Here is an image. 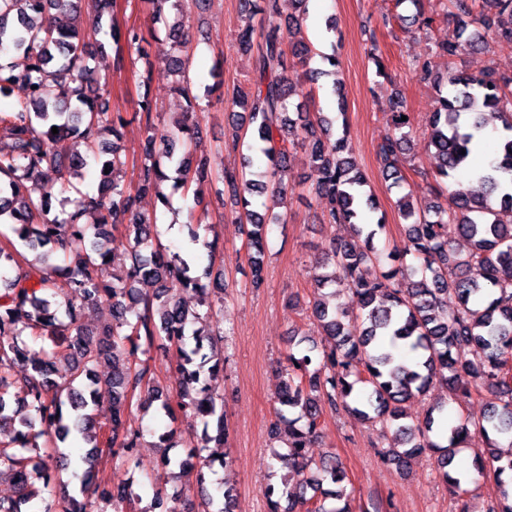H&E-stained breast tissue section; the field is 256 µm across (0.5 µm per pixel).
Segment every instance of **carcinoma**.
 <instances>
[{
	"label": "carcinoma",
	"mask_w": 512,
	"mask_h": 512,
	"mask_svg": "<svg viewBox=\"0 0 512 512\" xmlns=\"http://www.w3.org/2000/svg\"><path fill=\"white\" fill-rule=\"evenodd\" d=\"M83 0H0V94L20 85L24 97L0 108V467H5L17 486V494L0 498V512H29L39 495L35 481L51 486L52 472L69 465L59 448L41 452L38 439L51 435L64 444L78 436L90 446L80 457L83 483H95L100 496L112 503V512H124L134 496L131 486L100 487L99 449L112 447V455L135 460L142 432L129 423L132 401L140 407L154 405L168 413L171 401L155 384L149 366L136 363L135 354L150 350L158 341L179 351L178 373L182 381L179 406L201 419L197 445L187 458L165 454L162 468L172 472H196V482H206V470L225 466L229 453L216 460L203 456L210 444L227 442L224 400L210 381L224 370L219 344L224 341L214 318L212 296L224 293V283L210 287L209 269L194 272L190 251L166 252L158 240L157 217L142 213L138 199L151 193L164 206L170 196L162 191L169 181L174 191H194L210 180L222 185L218 194L231 200L246 237L252 284L263 280L267 223L254 209V197L265 196L263 206L273 212L287 205L296 182L290 175L292 151L304 150L308 164L319 172L311 192L331 224L350 228L362 238L356 247L347 241L330 247L327 271L317 276L319 294L311 302L325 345L299 348L288 355V380L279 393L281 408L269 427V437L285 444L271 449V458L287 469L277 485L264 490L268 512H350L349 503L327 507L326 498L314 493L326 482L340 483L345 470L336 457L318 463L308 456L311 439L319 434L324 409H344L356 419L395 428L393 443L379 451L382 459L410 471L411 460L429 448L439 454L443 479L457 493L456 512H469L462 498L464 479L446 468L475 431L488 447L496 446L494 433L509 439L512 447V77H498L488 70L467 73L456 66L466 53L484 52L488 38L512 42V0H448V15L457 24L455 38L437 45L435 55L448 60L446 83L434 77V64L425 59L416 65L420 79L436 89V108L429 114V143L438 159L436 180L455 178L465 171L477 187L456 189L445 207L416 205L411 194L397 200L399 216L409 222L402 251L390 256L392 264L378 275L371 269L380 254L374 244L377 230L367 229V213L377 210L371 194L364 192L365 174L353 157L350 133L333 137L336 119L320 112L299 127L288 116L292 99L310 98L302 79L317 80L320 71L309 68L321 58L338 66L336 55L321 53L312 43L286 50L280 36V20L287 16L303 21L309 0H239L247 20L238 49L253 57L247 87L237 92L236 105L248 113L236 125L229 148L241 142L256 147L267 160L258 175L246 168H224L216 173L208 159L197 154L199 127L189 114L200 109L212 87L199 94L188 75L190 54L182 40L178 19L167 25L172 50L175 90L185 102L183 118L169 129L156 127L153 105L143 94L133 113L145 129L137 166L136 186L125 183L128 155L122 129L129 123L103 99L102 78L89 66L95 52L115 46L122 62V46H140L144 37L135 29L121 30L115 23L117 0H89L95 12L88 31L72 27L63 13L78 12ZM20 54V71L6 62ZM501 122L499 148L484 167L471 165L472 155L485 142L487 115ZM410 113H392V130L379 147V164L386 179L401 188L406 183L402 156L411 120ZM58 133H52V127ZM101 174L97 192L75 201L72 212H56L52 191L39 184L52 173L72 179L83 177L88 161ZM132 239L129 263L109 270L110 237L119 230ZM88 236L89 247L73 252L70 241ZM456 239L468 248L453 247ZM64 279L68 294L62 298L55 278ZM151 285L140 293L138 284ZM342 283L353 293L356 310L336 303V292L322 294L328 285ZM176 288L198 297L205 314L190 310L174 298ZM101 303L112 307V322L95 327L85 322L86 311ZM50 341L51 350L39 358L25 337ZM415 355L407 365L397 347ZM112 362V405L109 419L100 423L98 379L95 366ZM23 382L25 396L11 398L10 388ZM439 381L452 390H471L489 395L486 412L476 422L459 419L448 427L447 439H439L434 412L448 402L437 400L427 408L422 422H404L403 404L427 394ZM297 412L288 418L284 410ZM492 470L499 494L487 512H512V494L503 474L512 471V451L507 456L489 454V465L478 461L477 473ZM313 495H308V492ZM184 489L159 488L152 508L167 506L179 512L187 501ZM91 503L74 496L45 505L44 512H90ZM192 512H234L233 494L224 491L216 501L200 490Z\"/></svg>",
	"instance_id": "1"
}]
</instances>
